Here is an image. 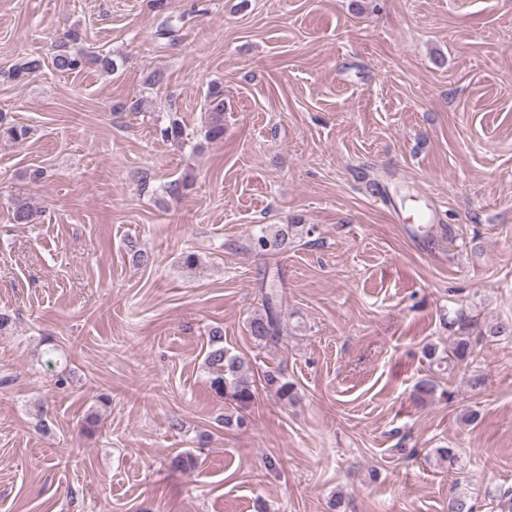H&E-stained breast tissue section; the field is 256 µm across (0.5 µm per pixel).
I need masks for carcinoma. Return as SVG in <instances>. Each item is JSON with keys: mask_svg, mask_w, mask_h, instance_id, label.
Listing matches in <instances>:
<instances>
[{"mask_svg": "<svg viewBox=\"0 0 512 512\" xmlns=\"http://www.w3.org/2000/svg\"><path fill=\"white\" fill-rule=\"evenodd\" d=\"M87 64H97L101 69L111 72L115 68L113 59L107 56H85L61 49L53 58L54 68L67 73L82 69ZM42 69V62L36 57H20L8 71V77L13 80H23L34 76ZM210 108L204 126V137L210 141L224 138V92L214 85L209 91ZM30 135V129L24 125L4 122L0 117V138L21 142ZM39 218L38 211L23 201L16 203L13 219L18 224H31ZM292 234H299V225L285 224L278 226H262L259 233L249 241L250 249L254 251L284 250L288 247V239ZM280 288L281 284L274 278L262 280L261 291L263 298L262 311L254 314L248 329L254 343L259 346L277 344L282 340V324L280 322ZM466 317L459 315L446 323L448 329H458L462 335L457 337L455 345L449 350H438L434 345L425 347L427 358L437 364L463 361L469 354V337L463 335L466 330ZM204 365L210 374V388L220 398L231 402L239 410L250 408L258 396V386H263L275 392L276 396L285 402L295 397V384L289 381L284 372L267 370L263 373L261 384L248 376L249 366L245 358L224 347V331L214 328L209 334L208 351L205 354ZM492 501L496 502L498 512H512V486L494 490ZM448 512H476L475 505L470 503L464 493L453 492L448 497Z\"/></svg>", "mask_w": 512, "mask_h": 512, "instance_id": "obj_1", "label": "carcinoma"}]
</instances>
